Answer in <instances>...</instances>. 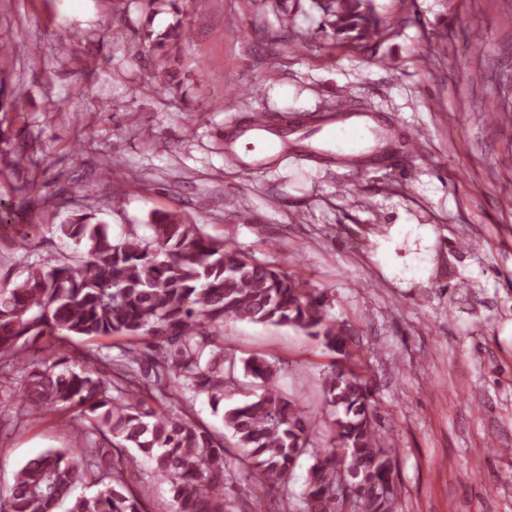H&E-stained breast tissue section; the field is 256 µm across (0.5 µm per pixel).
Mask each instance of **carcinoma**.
<instances>
[{
  "label": "carcinoma",
  "mask_w": 512,
  "mask_h": 512,
  "mask_svg": "<svg viewBox=\"0 0 512 512\" xmlns=\"http://www.w3.org/2000/svg\"><path fill=\"white\" fill-rule=\"evenodd\" d=\"M322 24L353 40L386 27L369 0H313ZM152 235L112 237L92 213L58 225L75 259L42 258L0 287V361L20 373L18 417L90 413L97 439L84 448H51L14 473L0 512H144L145 494L125 486L135 448L167 480L175 512H229L227 448L282 499L298 461L310 455L299 512H343L338 463L353 486L351 512H393L399 491L383 449L370 382L356 371L351 332L329 318L323 292L290 272L217 239L174 211L151 214ZM228 319L288 326L335 356L323 380L336 445L312 448L315 421L278 385V367L263 355L235 361L218 343ZM137 337L112 358L87 339ZM43 342L32 362L28 345ZM241 373L261 393L227 403ZM118 395H112V392ZM207 397L222 413L225 440L192 417L190 399ZM91 491L75 496L79 483Z\"/></svg>",
  "instance_id": "carcinoma-1"
}]
</instances>
